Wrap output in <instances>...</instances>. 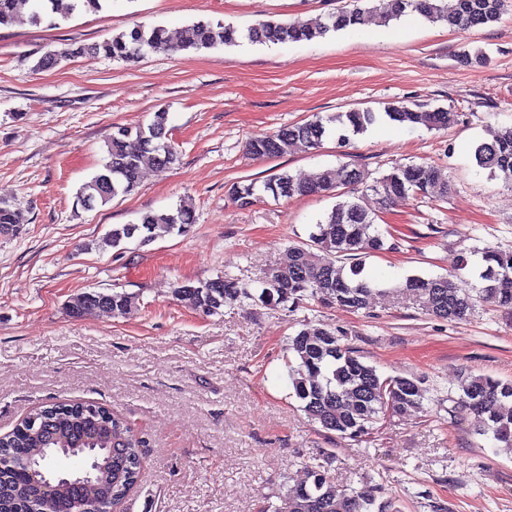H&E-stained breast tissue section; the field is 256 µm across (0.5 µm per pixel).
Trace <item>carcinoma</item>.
I'll return each mask as SVG.
<instances>
[{
  "mask_svg": "<svg viewBox=\"0 0 512 512\" xmlns=\"http://www.w3.org/2000/svg\"><path fill=\"white\" fill-rule=\"evenodd\" d=\"M109 0H0V25L20 18L21 6L30 5L27 21L38 25L53 14L71 15L80 10H101ZM362 0L349 3L311 22L260 20L242 32L222 22L199 20L173 35L161 26L139 25L101 43L80 44L75 48L48 50L36 67L49 70L75 56L100 55L133 62L147 52L175 53L181 50H208L219 45L286 43L312 41L331 32L349 31L367 21L370 9ZM382 22L416 13L431 23L450 29H471L496 23L512 11V0H385ZM386 119L400 125L443 128L456 121L457 113L447 109L419 110L406 105L384 109ZM379 121L378 113L352 109L326 118L284 126L276 132L248 142V151L259 158L277 157L294 148L316 149L336 125L337 141L365 133ZM106 156L97 172L76 193L83 209L104 206L120 195L130 193L146 168L165 169L179 160L178 149L168 127V112L160 110L147 126L134 130L117 126L105 142ZM477 167L512 188V125L501 126L493 139L480 141L473 149ZM448 197L449 181L427 163L398 165L378 177L354 161L339 169H326L307 179H296L283 172L258 184L235 183L230 194L242 207H248L265 194L275 198L320 196L325 193L340 201L317 222L309 239L286 250V262L253 285L226 274L173 289L176 297L188 301L195 310L213 315L227 299L253 300L265 305L300 307L316 299L349 311L369 310L372 297L387 289L364 276L366 260L392 248L387 235L378 228L380 213L397 199L426 196L434 190ZM377 197L378 210L367 206L364 197ZM194 223L192 208L181 204L174 210L150 211L136 224H118L106 234L104 244L119 246L133 238L145 244L162 233H185ZM24 226L22 212L7 201H0V237H14ZM481 255L477 282L459 283L457 276L423 278L408 276L390 287L410 295L423 314L447 321L463 320L482 303L512 309V252L485 248L480 252L463 249L457 257L458 269L472 265L471 257ZM138 298L125 292L83 293L72 299L71 313L83 316L95 311L114 315L128 313ZM288 352L295 364L289 365L295 395L307 417L328 432L361 442L378 430L388 409L412 415L425 410V390L419 380L408 377H382L363 361L356 347L348 343L344 328H321L309 323L289 337ZM458 404L480 420L479 433H492L502 447L512 448V381L470 374L460 383ZM146 440L126 420L109 408L93 402L62 401L32 410L14 429L0 437V457L13 462L0 468V512H29L36 500L35 484L49 481L55 493L43 499L37 512H77L80 497L89 488L98 490L99 505L117 512L138 482L141 470L140 448ZM88 458L80 473L62 474L54 469L59 457ZM380 487L364 485L350 492L340 489L325 471H313L309 480L287 490L275 512H390L391 502L378 500Z\"/></svg>",
  "mask_w": 512,
  "mask_h": 512,
  "instance_id": "cac0c4a2",
  "label": "carcinoma"
}]
</instances>
